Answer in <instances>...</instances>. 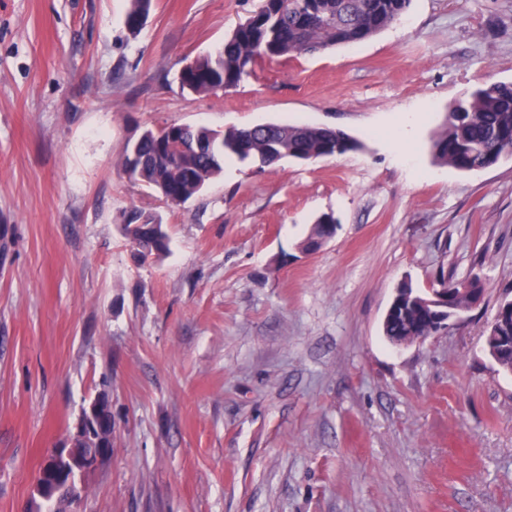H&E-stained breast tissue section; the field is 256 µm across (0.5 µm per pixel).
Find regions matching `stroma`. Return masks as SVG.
<instances>
[{"instance_id": "obj_1", "label": "stroma", "mask_w": 512, "mask_h": 512, "mask_svg": "<svg viewBox=\"0 0 512 512\" xmlns=\"http://www.w3.org/2000/svg\"><path fill=\"white\" fill-rule=\"evenodd\" d=\"M259 4L153 0L133 37L127 0H0V512H26L101 393L112 454L80 512H512V373L485 342L512 297V159L464 172L432 152L458 99L512 82V0H412L361 44L183 93L180 68ZM171 122L363 147L230 161L176 206L122 166ZM133 209L165 224L166 256L134 259ZM325 213L335 237L302 251ZM443 270L484 303L394 348L396 288Z\"/></svg>"}]
</instances>
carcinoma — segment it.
Returning a JSON list of instances; mask_svg holds the SVG:
<instances>
[{
    "label": "carcinoma",
    "mask_w": 512,
    "mask_h": 512,
    "mask_svg": "<svg viewBox=\"0 0 512 512\" xmlns=\"http://www.w3.org/2000/svg\"><path fill=\"white\" fill-rule=\"evenodd\" d=\"M125 27L140 32L153 0H127ZM411 0H261V6L238 24L214 52L195 58L178 76L182 90L203 96L230 90L252 74L260 59L315 54L336 46H352L398 21ZM362 148V143L330 127L306 124H258L224 131L185 124L163 126L127 145L123 167L138 157L129 176L152 188L174 205L196 197L224 172V163L273 164L298 155L311 160L335 157ZM434 159L460 171L486 169L512 157V83L484 84L448 112L444 128L433 142ZM142 212L128 213L121 230L143 260L160 258L170 250L162 223L146 227ZM336 231V221L318 218L303 244L314 251ZM413 310L383 328L386 339L410 336Z\"/></svg>",
    "instance_id": "1"
}]
</instances>
